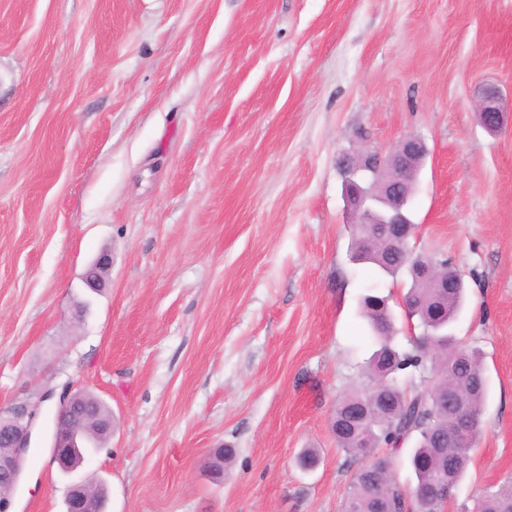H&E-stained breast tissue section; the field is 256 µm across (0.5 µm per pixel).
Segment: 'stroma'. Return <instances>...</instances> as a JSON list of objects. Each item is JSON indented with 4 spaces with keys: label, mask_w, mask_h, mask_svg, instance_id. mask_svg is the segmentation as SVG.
Listing matches in <instances>:
<instances>
[{
    "label": "stroma",
    "mask_w": 512,
    "mask_h": 512,
    "mask_svg": "<svg viewBox=\"0 0 512 512\" xmlns=\"http://www.w3.org/2000/svg\"><path fill=\"white\" fill-rule=\"evenodd\" d=\"M483 83L512 99V0H0V407L40 404L9 512H65L39 397L66 385L117 421L74 475L107 512H343L362 296L411 334L407 276L350 259L337 160L409 135L410 247L463 274L489 380L449 512L512 480V122L481 126ZM110 267L111 261L109 254H101L84 273L83 281L86 287L92 291H99V288H105L108 283Z\"/></svg>",
    "instance_id": "35a3bbf8"
}]
</instances>
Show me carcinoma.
<instances>
[{
    "label": "carcinoma",
    "instance_id": "carcinoma-1",
    "mask_svg": "<svg viewBox=\"0 0 512 512\" xmlns=\"http://www.w3.org/2000/svg\"><path fill=\"white\" fill-rule=\"evenodd\" d=\"M356 239L367 243L365 228L356 227ZM373 250L362 251L359 260L395 276L430 257L398 261L380 239ZM464 285L410 288L409 301L421 333L430 335L432 348L421 340L405 350L394 341L395 328L387 299L364 297L361 317L374 346L366 361L367 382L344 395L332 415L336 444L355 456L369 448H387L371 464L353 474L345 512H442L456 496L471 452L483 434L482 407L488 391L482 353L463 344L452 332L464 301ZM415 485L405 486L396 477L395 458L407 444ZM434 486L448 496L420 499L419 493ZM463 512H512V482L487 490Z\"/></svg>",
    "mask_w": 512,
    "mask_h": 512
}]
</instances>
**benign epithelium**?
<instances>
[{
    "label": "benign epithelium",
    "mask_w": 512,
    "mask_h": 512,
    "mask_svg": "<svg viewBox=\"0 0 512 512\" xmlns=\"http://www.w3.org/2000/svg\"><path fill=\"white\" fill-rule=\"evenodd\" d=\"M476 112L480 123L491 134L501 132L512 112L502 92L494 85H483L476 95ZM428 154L426 143L419 137L407 136L388 156L362 151L344 154L338 158L339 169L345 185L352 187L347 195L354 214V224H381L374 230L391 244L394 253L409 254V240L415 233V224L407 217L412 195L407 184L416 181ZM370 165L382 175L380 194L386 202L385 211L377 216L367 195L355 188V179L364 165ZM111 267L110 256L101 254L83 276L87 288L97 291L106 287ZM413 276L434 288L455 284L445 270L433 266H417ZM82 404L80 392L64 387L56 405L51 426L50 454L52 462L68 473L77 468L75 449L83 447L84 425L80 421L60 422L58 418ZM38 407L30 402L18 401L0 409V512H8L9 497L17 488L23 473V462L30 451ZM99 502V512H106L107 497L100 496V489L83 481H73L67 486L65 512H89L90 505Z\"/></svg>",
    "instance_id": "1"
}]
</instances>
